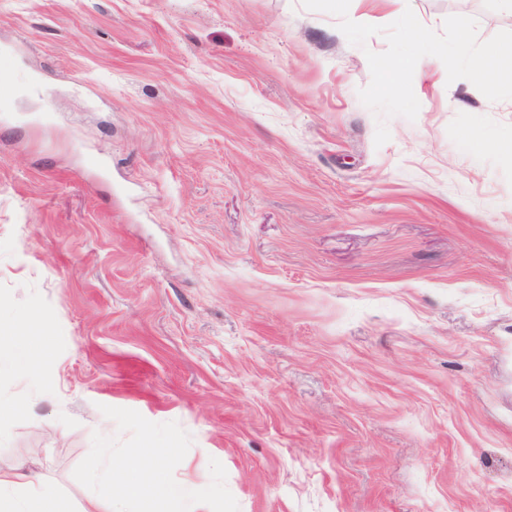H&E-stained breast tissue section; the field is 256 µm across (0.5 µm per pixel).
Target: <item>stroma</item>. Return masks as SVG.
Masks as SVG:
<instances>
[{
	"label": "stroma",
	"mask_w": 512,
	"mask_h": 512,
	"mask_svg": "<svg viewBox=\"0 0 512 512\" xmlns=\"http://www.w3.org/2000/svg\"><path fill=\"white\" fill-rule=\"evenodd\" d=\"M435 32L495 0H407ZM301 0H0V457L93 491L170 448L210 512H512V99L416 120ZM49 362L47 350L42 344L25 341L19 336H1L0 371L6 367L24 377L47 371Z\"/></svg>",
	"instance_id": "1"
}]
</instances>
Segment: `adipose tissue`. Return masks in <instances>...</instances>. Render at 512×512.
Wrapping results in <instances>:
<instances>
[{
	"instance_id": "1",
	"label": "adipose tissue",
	"mask_w": 512,
	"mask_h": 512,
	"mask_svg": "<svg viewBox=\"0 0 512 512\" xmlns=\"http://www.w3.org/2000/svg\"><path fill=\"white\" fill-rule=\"evenodd\" d=\"M43 345L17 336L0 338V369L18 376L42 373L49 368ZM89 482L105 487L119 486L120 498H87L81 512H122L123 501L145 504L148 512H209L212 485L190 480H170L160 462L145 464L141 449L128 451L119 470L90 472ZM0 512H59L56 489L35 480L17 461L0 463Z\"/></svg>"
}]
</instances>
